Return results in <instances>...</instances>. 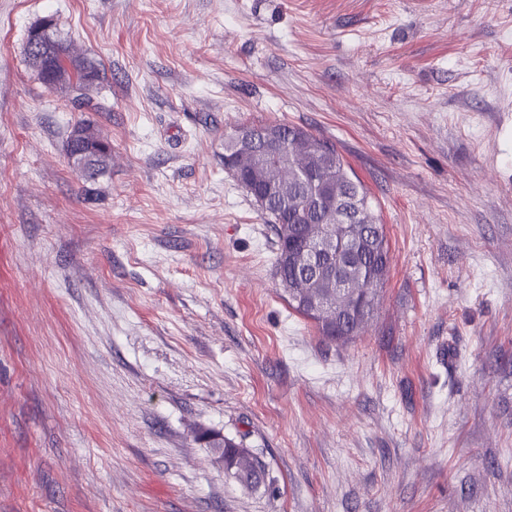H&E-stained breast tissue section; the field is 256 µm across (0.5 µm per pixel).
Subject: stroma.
Segmentation results:
<instances>
[{"instance_id":"obj_1","label":"stroma","mask_w":512,"mask_h":512,"mask_svg":"<svg viewBox=\"0 0 512 512\" xmlns=\"http://www.w3.org/2000/svg\"><path fill=\"white\" fill-rule=\"evenodd\" d=\"M48 18L105 72L92 181L25 62ZM270 122L385 227L352 342L280 297L224 168ZM0 512H512V0H0ZM197 436L212 448L218 461L224 463V471L229 476L247 486H256L263 481L265 473L262 463L243 444L209 431H199Z\"/></svg>"}]
</instances>
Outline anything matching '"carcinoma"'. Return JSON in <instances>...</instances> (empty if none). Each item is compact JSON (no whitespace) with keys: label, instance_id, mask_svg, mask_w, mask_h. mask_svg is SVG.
<instances>
[{"label":"carcinoma","instance_id":"obj_1","mask_svg":"<svg viewBox=\"0 0 512 512\" xmlns=\"http://www.w3.org/2000/svg\"><path fill=\"white\" fill-rule=\"evenodd\" d=\"M53 58L50 70H38V80L52 88L55 72L90 91L102 79L99 65L87 58H72L70 48L44 31ZM276 132L282 149L266 157L262 141L224 138L225 159L242 175L264 185L280 188L260 207L275 236V276L295 312L315 322L322 336L348 340L371 317L389 268L384 225L374 213L361 182L330 141L286 123L243 124ZM90 129L95 140L67 141V156L87 152L85 176L104 173L111 159V144L88 119L73 130ZM212 448L224 471L240 483L256 486L263 481L264 467L243 444L209 431L197 433Z\"/></svg>","mask_w":512,"mask_h":512}]
</instances>
